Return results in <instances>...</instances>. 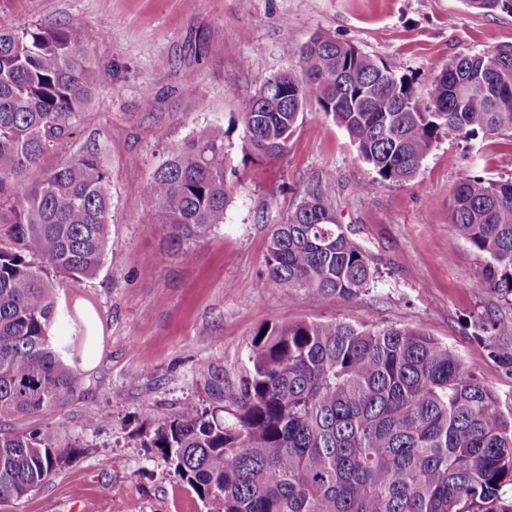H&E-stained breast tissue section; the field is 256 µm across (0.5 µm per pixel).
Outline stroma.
Returning <instances> with one entry per match:
<instances>
[{
	"instance_id": "obj_1",
	"label": "stroma",
	"mask_w": 512,
	"mask_h": 512,
	"mask_svg": "<svg viewBox=\"0 0 512 512\" xmlns=\"http://www.w3.org/2000/svg\"><path fill=\"white\" fill-rule=\"evenodd\" d=\"M71 17L98 33L87 47L97 72L95 120L62 153L97 146L112 175V257L93 278L59 289L58 303L97 314L100 360L67 399L35 421H15L17 430L38 427L77 454L0 512H73L79 503L88 512H203L158 450L146 447L142 411L210 406L203 363L223 378L225 396L235 394L252 337L271 324L358 317L420 330L456 353L500 411L512 413V372L469 328L484 321L512 340V303L476 288L483 256L464 243L448 247L451 188L468 169L512 180V139L441 133L412 180L381 184L346 131L316 108L305 110L284 158L247 168L240 123L262 83L291 68L297 45L313 33L349 43L422 87L459 53L512 42V9L478 11L464 0H0L4 28ZM159 125L179 141L223 127L227 162L239 170L223 224L192 244L189 261L170 249L169 226L150 219L146 189L164 154ZM329 168L339 220L366 249L374 281L357 299L336 303L259 287L272 225ZM103 413L110 423H101Z\"/></svg>"
}]
</instances>
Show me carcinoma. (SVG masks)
I'll list each match as a JSON object with an SVG mask.
<instances>
[{"instance_id": "cac0c4a2", "label": "carcinoma", "mask_w": 512, "mask_h": 512, "mask_svg": "<svg viewBox=\"0 0 512 512\" xmlns=\"http://www.w3.org/2000/svg\"><path fill=\"white\" fill-rule=\"evenodd\" d=\"M82 19L0 28V421L35 417L80 383L70 345L51 340L61 310L47 264L74 282L107 255L112 177L100 152L58 154L93 120L94 72ZM481 82L482 94L462 88ZM316 106L348 134L381 184L414 178L443 131L465 140L512 137V43L456 56L424 89L355 46L316 33L294 67L268 78L246 105L243 165L281 159L304 110ZM164 157L147 187L152 218L171 242L224 223L231 183L224 130L182 141L155 128ZM42 178L19 190L34 170ZM331 169L274 225L266 274L283 298L305 289L331 303L359 297L375 278L364 249L339 223ZM452 249L487 259L476 287L512 301V180L462 175L451 190ZM471 336L512 370V344L483 321ZM233 409L185 402L147 416L150 447L172 465L205 512H512V417L460 359L426 334L359 318L275 324L251 340ZM76 448L35 428L0 426V501L41 488Z\"/></svg>"}]
</instances>
